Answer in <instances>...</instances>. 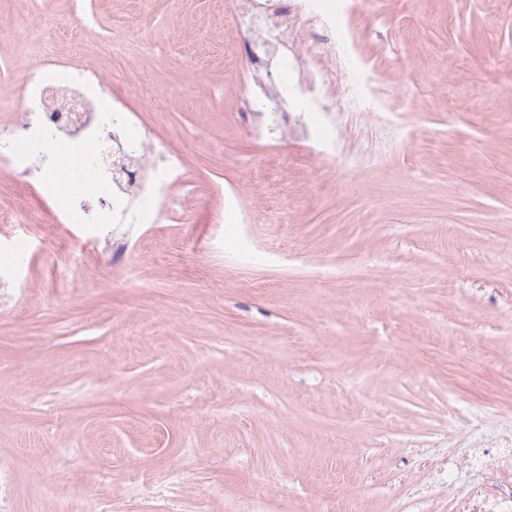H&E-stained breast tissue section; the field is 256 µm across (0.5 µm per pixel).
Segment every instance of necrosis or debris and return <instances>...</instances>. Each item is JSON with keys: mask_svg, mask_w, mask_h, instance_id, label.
I'll return each mask as SVG.
<instances>
[{"mask_svg": "<svg viewBox=\"0 0 512 512\" xmlns=\"http://www.w3.org/2000/svg\"><path fill=\"white\" fill-rule=\"evenodd\" d=\"M339 45L322 51L321 85L356 105L354 73L336 71ZM45 198L65 197L60 224H152L167 208L183 157L152 137L138 112L89 65L26 68L17 109L0 123V173L23 177L35 165ZM423 481L402 484L391 512L440 495L448 512H512V414L472 404L420 460Z\"/></svg>", "mask_w": 512, "mask_h": 512, "instance_id": "1", "label": "necrosis or debris"}]
</instances>
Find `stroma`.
Wrapping results in <instances>:
<instances>
[{
	"instance_id": "1",
	"label": "stroma",
	"mask_w": 512,
	"mask_h": 512,
	"mask_svg": "<svg viewBox=\"0 0 512 512\" xmlns=\"http://www.w3.org/2000/svg\"><path fill=\"white\" fill-rule=\"evenodd\" d=\"M321 3L278 49L231 0H0V120L20 63L89 62L187 168L131 227L0 174L5 512H388L413 447L512 396V0ZM338 28L369 94L327 112ZM336 45V30L333 40L325 51H321V59L325 60V64L321 65L318 69V79L321 87L326 86L332 96V101L336 104V54H340L342 50V39H337Z\"/></svg>"
}]
</instances>
